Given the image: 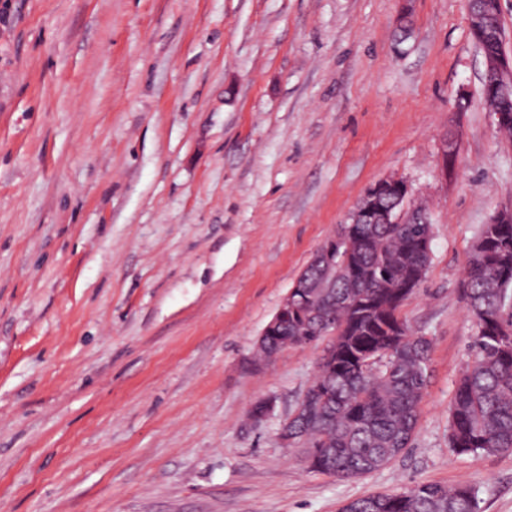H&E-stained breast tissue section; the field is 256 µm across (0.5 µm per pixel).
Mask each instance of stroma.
I'll use <instances>...</instances> for the list:
<instances>
[{
    "label": "stroma",
    "instance_id": "obj_1",
    "mask_svg": "<svg viewBox=\"0 0 512 512\" xmlns=\"http://www.w3.org/2000/svg\"><path fill=\"white\" fill-rule=\"evenodd\" d=\"M483 81L464 0H0V512H339L422 483L512 512V454L448 446L467 255L512 207ZM384 177L434 222L402 311L432 374L411 448L339 481L278 438L321 347L249 360Z\"/></svg>",
    "mask_w": 512,
    "mask_h": 512
}]
</instances>
